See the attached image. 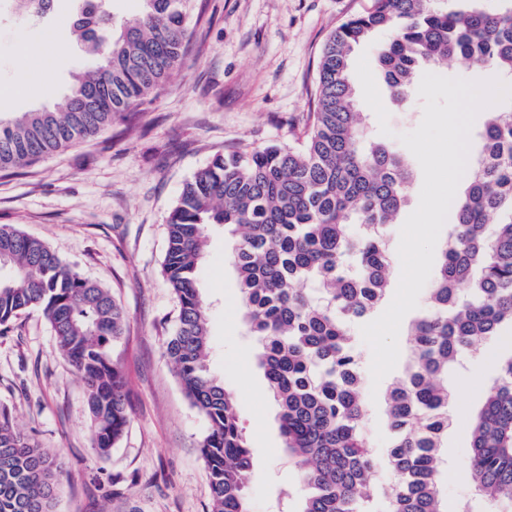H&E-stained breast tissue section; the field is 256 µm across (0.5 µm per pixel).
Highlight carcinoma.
<instances>
[{
	"instance_id": "1",
	"label": "carcinoma",
	"mask_w": 512,
	"mask_h": 512,
	"mask_svg": "<svg viewBox=\"0 0 512 512\" xmlns=\"http://www.w3.org/2000/svg\"><path fill=\"white\" fill-rule=\"evenodd\" d=\"M23 22L53 0H9ZM118 23L103 0H79L71 33L93 64L52 110L0 118V170L31 164L100 133L142 105L183 61L196 0H140ZM490 13L448 11L435 0H373L348 16L320 54L303 144L217 154L188 181L167 217L162 273L178 303L165 340L185 396L209 422L201 453L211 512H250L252 466L236 403L210 370L206 305L197 268L206 229L233 236L242 322L279 406V430L306 489L300 512H376L369 487L384 470L388 512H442L439 449L448 436V367L474 344L512 327V105L485 113L482 156L452 204L449 241L430 291L432 311L409 332V361L387 394L391 446H369L364 384L352 325L370 318L390 283L384 229L407 202L414 173L400 151L368 142L349 73L353 48L396 23L377 57L384 83L404 99L424 65L465 58L512 76V0ZM358 224L359 235L347 225ZM0 326L39 308L86 389L95 450L106 456L129 418L110 346L125 314L109 289L84 278L44 242L0 225ZM473 419L468 457L475 488L512 503V355ZM54 456L0 420V512H53Z\"/></svg>"
}]
</instances>
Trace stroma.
I'll return each instance as SVG.
<instances>
[{"instance_id": "1", "label": "stroma", "mask_w": 512, "mask_h": 512, "mask_svg": "<svg viewBox=\"0 0 512 512\" xmlns=\"http://www.w3.org/2000/svg\"><path fill=\"white\" fill-rule=\"evenodd\" d=\"M372 0H197L201 22L182 65L159 93L95 137L15 169L0 171V225L43 241L82 276L104 284L122 306L126 330L111 357L125 381L130 418L108 456L93 445L84 387L58 351L47 319L28 310L0 326V408L32 441L58 456L56 512H210L200 454L207 419L185 397L163 343L176 323L177 301L162 261L166 219L184 185L213 156L243 146L297 144L311 110L321 49L331 31ZM74 0H55L43 19L15 21L0 8V117L52 107L88 62L72 44ZM68 44L54 64L20 57L22 45ZM26 95L13 96L18 70ZM392 137L357 99L368 134L396 144L414 130L423 100H392L381 90ZM198 281L208 303L210 369L234 396L251 452L250 512H300L299 471L281 451L278 406L255 361L257 341L240 319L241 294L232 238L207 229ZM448 375V436L440 454L445 512H512L475 489L467 463L471 420L497 379L496 358L512 352V330L477 344ZM408 348L379 383L366 424L373 448L385 451L386 395L405 371Z\"/></svg>"}]
</instances>
